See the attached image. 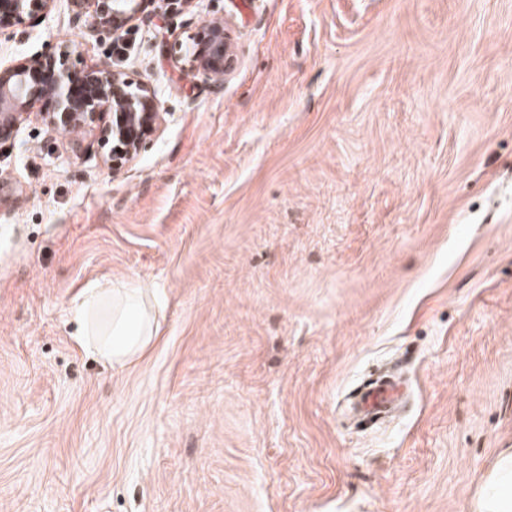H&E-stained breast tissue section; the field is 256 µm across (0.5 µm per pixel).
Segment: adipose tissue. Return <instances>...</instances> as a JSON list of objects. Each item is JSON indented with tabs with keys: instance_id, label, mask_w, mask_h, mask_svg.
<instances>
[{
	"instance_id": "1",
	"label": "adipose tissue",
	"mask_w": 512,
	"mask_h": 512,
	"mask_svg": "<svg viewBox=\"0 0 512 512\" xmlns=\"http://www.w3.org/2000/svg\"><path fill=\"white\" fill-rule=\"evenodd\" d=\"M146 297L143 287L138 285L113 296L110 326L99 332L92 325V316L106 296L98 289H85L74 308L80 324V345L112 365L131 364L142 355L155 334L153 312L145 304ZM472 512H512V448L499 455L491 476L473 501Z\"/></svg>"
}]
</instances>
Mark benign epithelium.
I'll return each mask as SVG.
<instances>
[{"label":"benign epithelium","mask_w":512,"mask_h":512,"mask_svg":"<svg viewBox=\"0 0 512 512\" xmlns=\"http://www.w3.org/2000/svg\"><path fill=\"white\" fill-rule=\"evenodd\" d=\"M55 0H0V30L16 27L39 13H48ZM75 17L88 32L120 36L141 18L150 0H69ZM209 34L189 57L190 68L206 80H220L235 61L224 24L208 23ZM75 45L63 43L49 53L33 55L0 68V141L18 132L22 121L44 100L52 111L42 113L57 132H98V145L108 149L112 168L133 161L147 138L164 121L155 94L121 71L92 67L73 82L67 64Z\"/></svg>","instance_id":"obj_1"}]
</instances>
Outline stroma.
<instances>
[{"label":"stroma","instance_id":"obj_1","mask_svg":"<svg viewBox=\"0 0 512 512\" xmlns=\"http://www.w3.org/2000/svg\"><path fill=\"white\" fill-rule=\"evenodd\" d=\"M148 12L0 30V67L67 41L166 114L118 170L46 103L0 143V512H472L512 448V0ZM214 18L219 82L185 66ZM136 282L158 334L118 370L72 309ZM402 394V384L399 380L381 378L359 392L354 410L377 419L389 412Z\"/></svg>","mask_w":512,"mask_h":512}]
</instances>
